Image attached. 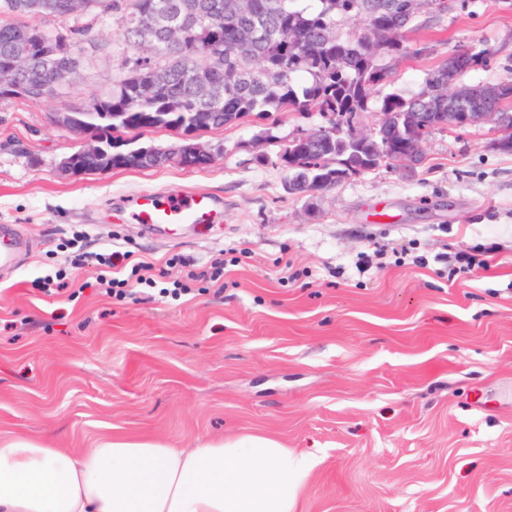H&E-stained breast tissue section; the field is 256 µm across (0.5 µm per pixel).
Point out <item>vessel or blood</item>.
<instances>
[{
  "mask_svg": "<svg viewBox=\"0 0 512 512\" xmlns=\"http://www.w3.org/2000/svg\"><path fill=\"white\" fill-rule=\"evenodd\" d=\"M222 204L201 192L156 193L145 192L134 198L130 219L151 229L182 224H211L220 214ZM22 241L14 225L0 224V267L13 263Z\"/></svg>",
  "mask_w": 512,
  "mask_h": 512,
  "instance_id": "obj_1",
  "label": "vessel or blood"
}]
</instances>
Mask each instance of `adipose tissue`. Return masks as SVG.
<instances>
[{"label": "adipose tissue", "mask_w": 512, "mask_h": 512, "mask_svg": "<svg viewBox=\"0 0 512 512\" xmlns=\"http://www.w3.org/2000/svg\"><path fill=\"white\" fill-rule=\"evenodd\" d=\"M317 464L260 434L79 451L14 437L0 440V512H296Z\"/></svg>", "instance_id": "adipose-tissue-1"}]
</instances>
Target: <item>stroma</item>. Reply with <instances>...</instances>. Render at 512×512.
Returning <instances> with one entry per match:
<instances>
[{
  "instance_id": "stroma-1",
  "label": "stroma",
  "mask_w": 512,
  "mask_h": 512,
  "mask_svg": "<svg viewBox=\"0 0 512 512\" xmlns=\"http://www.w3.org/2000/svg\"><path fill=\"white\" fill-rule=\"evenodd\" d=\"M121 13L93 21L82 66L53 100L0 99V224L24 247L0 269V437L93 448L106 436L174 448L262 433L314 455L297 512H512V151L488 123L434 131L422 164L352 175L307 196L277 156L318 113L249 116L198 132L214 159L66 176L86 107L122 60ZM433 54L392 65L411 94L458 45L492 48L469 84L512 71V0H472L409 32ZM200 191L220 223L149 234L142 192ZM79 237L120 247L165 281L229 265L189 302L101 296L93 267L52 296L40 277ZM408 253H399V245ZM473 255L478 265L459 268Z\"/></svg>"
}]
</instances>
